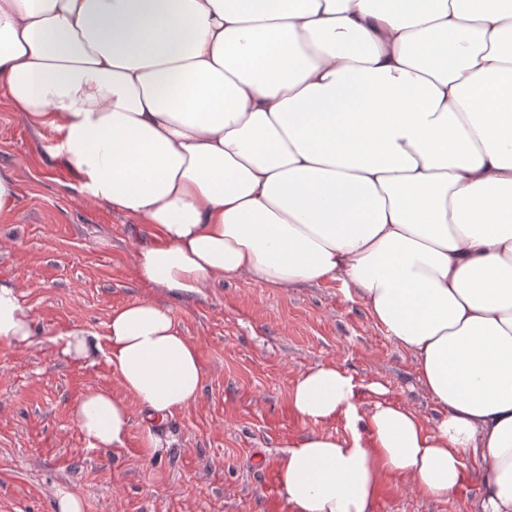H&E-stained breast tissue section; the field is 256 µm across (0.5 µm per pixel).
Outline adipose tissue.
I'll use <instances>...</instances> for the list:
<instances>
[{
  "mask_svg": "<svg viewBox=\"0 0 512 512\" xmlns=\"http://www.w3.org/2000/svg\"><path fill=\"white\" fill-rule=\"evenodd\" d=\"M0 105L149 227L142 282L337 281L413 354L431 424L336 364L295 378L313 430L278 461L291 512H374L387 474L445 499L470 457L479 512H512V0H0ZM32 334L0 284V341ZM59 339L122 388L74 406L88 447L121 444L132 405L154 422L204 389L164 303Z\"/></svg>",
  "mask_w": 512,
  "mask_h": 512,
  "instance_id": "ef3b65f1",
  "label": "adipose tissue"
}]
</instances>
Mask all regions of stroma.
Segmentation results:
<instances>
[{"mask_svg":"<svg viewBox=\"0 0 512 512\" xmlns=\"http://www.w3.org/2000/svg\"><path fill=\"white\" fill-rule=\"evenodd\" d=\"M57 140L0 108V173L17 189L0 214V283L17 288L35 322L30 343L0 342V512H57L61 490L82 512H288L266 487L283 450L310 430L288 407L292 383L322 363L435 417L413 354L336 283L283 290L230 279L190 300L145 285L133 268L142 225L87 201L52 155ZM145 299L171 306L198 349L204 391L156 423L133 410L121 445L88 447L73 406L88 390L122 389L104 355L69 358L56 337L73 327L104 334L113 309ZM468 467L471 480L440 501L387 476L375 512H475L481 470Z\"/></svg>","mask_w":512,"mask_h":512,"instance_id":"obj_1","label":"stroma"}]
</instances>
